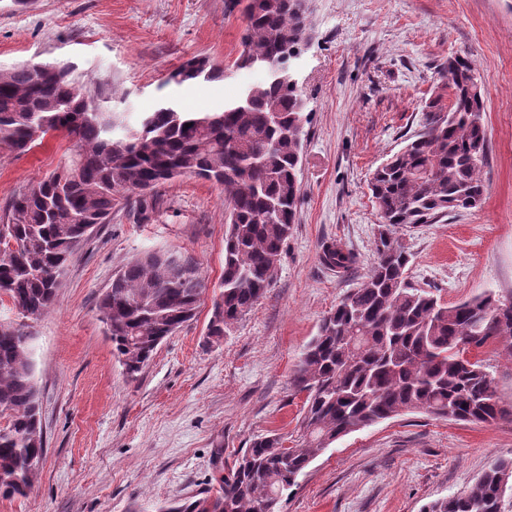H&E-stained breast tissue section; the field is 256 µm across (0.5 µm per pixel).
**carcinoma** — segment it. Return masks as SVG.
<instances>
[{
	"mask_svg": "<svg viewBox=\"0 0 512 512\" xmlns=\"http://www.w3.org/2000/svg\"><path fill=\"white\" fill-rule=\"evenodd\" d=\"M243 13L235 65L269 74L222 110L164 103L132 128L90 97L66 63L0 71V133L10 149L28 152L53 132L72 144L57 169L16 196L0 218V297L23 317L37 320L55 305L68 261L118 201L140 197L144 216L145 196L184 176L219 186L228 211L224 273L207 336L221 339L267 294L298 215L309 112L285 59L310 34V8L297 0H245ZM438 74L442 85L425 106L421 129L370 179L382 219L374 262L322 320L296 366L294 385L306 393L296 444L286 448L276 433L258 435L218 472L215 493L156 512H281L284 497L336 440L407 412L466 423L512 419L483 360L465 365L456 351L461 341L477 353L493 346L512 362V297L485 291L442 303L411 282L410 255L394 237L397 226L434 224L453 210L475 208L486 192L488 91L468 56L449 57ZM222 77L223 67L194 57L168 81ZM320 260L345 275L357 256L332 241L322 244ZM207 288L197 265L172 253H148L112 277L99 311L129 379L195 317ZM44 451L31 339L22 325L0 321V497L31 491ZM505 480L512 483V458L495 460L472 485L423 512H502Z\"/></svg>",
	"mask_w": 512,
	"mask_h": 512,
	"instance_id": "cac0c4a2",
	"label": "carcinoma"
}]
</instances>
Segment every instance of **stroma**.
<instances>
[{
  "mask_svg": "<svg viewBox=\"0 0 512 512\" xmlns=\"http://www.w3.org/2000/svg\"><path fill=\"white\" fill-rule=\"evenodd\" d=\"M310 40L296 62L308 99L298 220L269 292L220 340L206 337L212 298L169 336L136 380L112 354L99 301L123 265L152 251L197 262L209 287L224 272V195L181 177L139 217L121 201L70 259L56 305L31 322L46 454L32 492L0 512H128L212 488L257 435L297 437L305 393L295 366L321 320L364 279L381 222L373 171L421 127L440 64L470 54L488 95L487 193L477 208L397 227L415 286L442 303L486 290L512 296V0H310ZM245 21L237 0H0V67L68 63L106 108L139 125L175 102L220 110L265 73L234 64ZM223 64L224 79L175 85L185 61ZM63 136L0 150V212L53 172ZM335 241L358 257L347 275L320 261ZM223 457H216V448ZM512 458V421L454 422L409 412L352 432L319 456L282 512H422Z\"/></svg>",
  "mask_w": 512,
  "mask_h": 512,
  "instance_id": "35a3bbf8",
  "label": "stroma"
}]
</instances>
